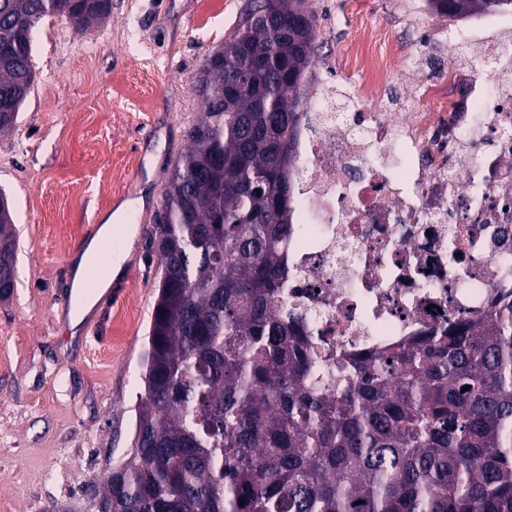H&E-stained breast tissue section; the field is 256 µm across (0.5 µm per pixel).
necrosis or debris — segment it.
<instances>
[{
    "label": "necrosis or debris",
    "instance_id": "necrosis-or-debris-1",
    "mask_svg": "<svg viewBox=\"0 0 512 512\" xmlns=\"http://www.w3.org/2000/svg\"><path fill=\"white\" fill-rule=\"evenodd\" d=\"M472 72L449 65L414 111L384 112L392 48L382 27L353 44L351 111L315 87L296 141L284 286L316 346L384 348L476 320L512 295V22L455 24Z\"/></svg>",
    "mask_w": 512,
    "mask_h": 512
}]
</instances>
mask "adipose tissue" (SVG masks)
I'll use <instances>...</instances> for the list:
<instances>
[{"instance_id": "adipose-tissue-1", "label": "adipose tissue", "mask_w": 512, "mask_h": 512, "mask_svg": "<svg viewBox=\"0 0 512 512\" xmlns=\"http://www.w3.org/2000/svg\"><path fill=\"white\" fill-rule=\"evenodd\" d=\"M116 222L117 219L114 214L104 215L94 234L84 241L77 254L71 292L70 323L72 326H79L83 322L98 297L111 287L113 280L119 277L122 272V258H112L103 266L94 287H87L85 282L87 266L98 260L103 246L111 241Z\"/></svg>"}]
</instances>
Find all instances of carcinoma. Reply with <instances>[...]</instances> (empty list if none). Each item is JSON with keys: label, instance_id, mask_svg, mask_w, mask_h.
Instances as JSON below:
<instances>
[{"label": "carcinoma", "instance_id": "1", "mask_svg": "<svg viewBox=\"0 0 512 512\" xmlns=\"http://www.w3.org/2000/svg\"><path fill=\"white\" fill-rule=\"evenodd\" d=\"M441 18L512 0H426ZM112 0H0V133L34 82L49 15L84 30ZM309 0H254L194 91L204 111L166 185L161 272L133 451L112 512H512V301L386 349L320 352L288 310L296 135L318 45ZM0 205V299L16 283ZM468 390H462V387Z\"/></svg>", "mask_w": 512, "mask_h": 512}]
</instances>
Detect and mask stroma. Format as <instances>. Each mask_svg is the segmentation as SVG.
<instances>
[{"label": "stroma", "instance_id": "35a3bbf8", "mask_svg": "<svg viewBox=\"0 0 512 512\" xmlns=\"http://www.w3.org/2000/svg\"><path fill=\"white\" fill-rule=\"evenodd\" d=\"M251 0H112L107 21L78 31L46 17L32 39L35 80L0 136V189L18 229L17 286L0 300V504L9 512H95L92 501L130 452L160 259L148 229L186 130L203 110L193 85L209 50L235 32ZM311 69L348 74L358 28L381 22L394 49L387 111L421 81L471 66L448 47V21L426 0H312ZM143 198L117 297L78 328L68 322L70 257L100 215Z\"/></svg>", "mask_w": 512, "mask_h": 512}]
</instances>
